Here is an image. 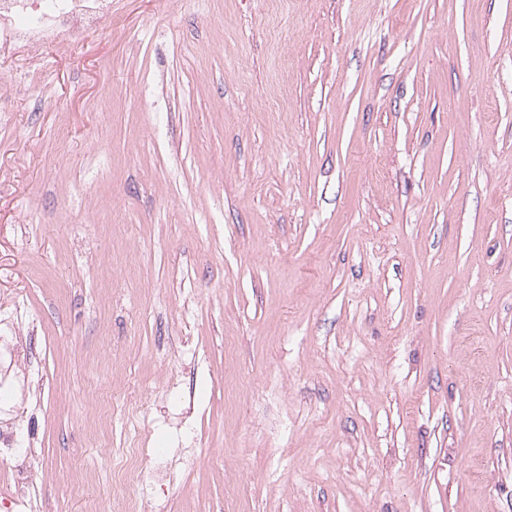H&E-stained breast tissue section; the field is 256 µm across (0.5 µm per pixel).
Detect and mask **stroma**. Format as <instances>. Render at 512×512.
<instances>
[{"mask_svg": "<svg viewBox=\"0 0 512 512\" xmlns=\"http://www.w3.org/2000/svg\"><path fill=\"white\" fill-rule=\"evenodd\" d=\"M111 3L0 54L41 512H512V0ZM140 471L129 468L118 472L113 476V484H115V491L112 493V499L107 501L99 500L95 502L90 500V512H139L140 505L132 499V497L125 495L124 488L127 484L137 482L140 478Z\"/></svg>", "mask_w": 512, "mask_h": 512, "instance_id": "obj_1", "label": "stroma"}]
</instances>
